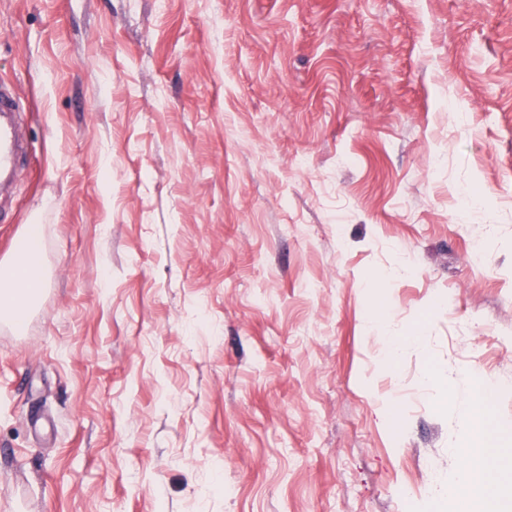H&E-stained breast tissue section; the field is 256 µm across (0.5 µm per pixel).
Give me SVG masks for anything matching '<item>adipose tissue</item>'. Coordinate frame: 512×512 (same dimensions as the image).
Listing matches in <instances>:
<instances>
[{
    "label": "adipose tissue",
    "mask_w": 512,
    "mask_h": 512,
    "mask_svg": "<svg viewBox=\"0 0 512 512\" xmlns=\"http://www.w3.org/2000/svg\"><path fill=\"white\" fill-rule=\"evenodd\" d=\"M25 238V249L0 259V317L17 327L24 325L44 280L40 225H27ZM492 399L490 388L480 389L471 412L470 440L460 451L459 482L464 493L458 500V512H504L506 508L503 495L512 478L493 454L496 438L488 417Z\"/></svg>",
    "instance_id": "ef3b65f1"
}]
</instances>
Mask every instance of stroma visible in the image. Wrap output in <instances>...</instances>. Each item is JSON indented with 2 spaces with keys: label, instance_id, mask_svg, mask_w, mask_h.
<instances>
[{
  "label": "stroma",
  "instance_id": "35a3bbf8",
  "mask_svg": "<svg viewBox=\"0 0 512 512\" xmlns=\"http://www.w3.org/2000/svg\"><path fill=\"white\" fill-rule=\"evenodd\" d=\"M0 83V512H456L478 372L512 445V0H0ZM20 108V101L13 91L0 85V182L2 176L8 178L14 173L16 160L23 153L14 122V115ZM27 246L0 261V319L22 327L44 280L41 225L25 229Z\"/></svg>",
  "mask_w": 512,
  "mask_h": 512
}]
</instances>
